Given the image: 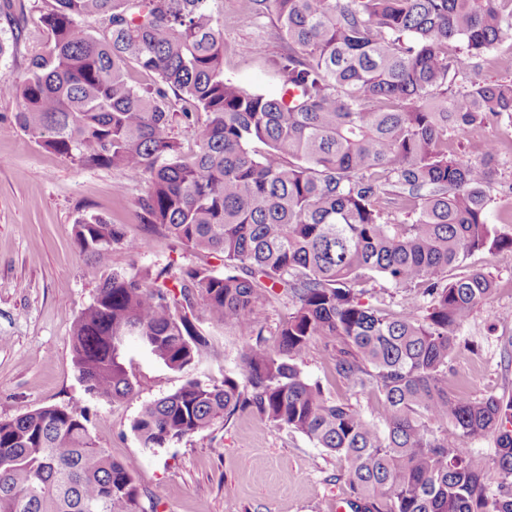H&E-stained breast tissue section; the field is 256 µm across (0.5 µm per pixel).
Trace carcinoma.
Returning <instances> with one entry per match:
<instances>
[{"mask_svg": "<svg viewBox=\"0 0 512 512\" xmlns=\"http://www.w3.org/2000/svg\"><path fill=\"white\" fill-rule=\"evenodd\" d=\"M208 2L53 0L46 49L22 82L0 77L39 146L142 174L143 223L224 262L221 273L111 274L72 326L85 392L112 403L133 391L131 339L171 370L200 364V302L245 339L243 380L190 378L144 405L131 425L144 447L249 411L343 461L351 512H512V395L448 389L462 328L494 288L480 269L450 272L482 250L512 252V235L488 222L496 152L464 162L448 131L479 135L512 117V82L454 89L446 52L512 40V0H251L286 44L271 60L277 95L224 77ZM94 16L106 22L97 35L83 26ZM132 67L153 84L132 85ZM172 94L192 109L176 111ZM178 117L193 127L191 150L171 133ZM74 241L97 258L142 247L96 214L78 219ZM377 275L418 296L363 303ZM279 294L290 312L266 336L255 314ZM317 341L334 347L336 384L376 396L371 413L304 375ZM88 422L77 401L0 420V512H155L158 497ZM484 433L496 435L492 463L467 447Z\"/></svg>", "mask_w": 512, "mask_h": 512, "instance_id": "carcinoma-1", "label": "carcinoma"}]
</instances>
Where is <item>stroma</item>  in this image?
Masks as SVG:
<instances>
[{
  "instance_id": "35a3bbf8",
  "label": "stroma",
  "mask_w": 512,
  "mask_h": 512,
  "mask_svg": "<svg viewBox=\"0 0 512 512\" xmlns=\"http://www.w3.org/2000/svg\"><path fill=\"white\" fill-rule=\"evenodd\" d=\"M52 0H0V37L10 51L0 76L24 79L32 56L50 34L41 21ZM224 36V76L249 90L279 88L270 60L284 48L271 19H252L250 0H210ZM463 76L512 80V41L485 55L450 48ZM18 101L0 96V419L40 406L78 401L90 411V428L101 447L122 462L141 486L158 494L157 512H336L349 487L343 463L307 437L278 429L244 412L229 423L171 443L147 448L131 430L141 407L179 389L188 375L168 369L137 344L125 348L133 392L115 403L85 393L73 363L71 327L100 283L131 267L180 269L222 263L184 250L150 231L138 199L143 175L120 169H84L37 145L15 124ZM485 136L509 149L492 164L486 187L489 217L512 234V120L490 122ZM85 213L123 225L128 237L146 240L139 253L114 247L100 261L82 256L73 228ZM494 279L492 293L461 333L448 368L450 390L474 397L512 394V253L482 251L467 261ZM198 325L211 338L195 376L222 381L242 376L238 330L197 308Z\"/></svg>"
}]
</instances>
